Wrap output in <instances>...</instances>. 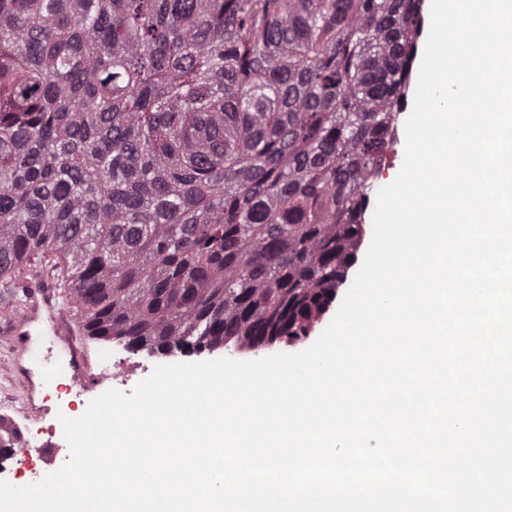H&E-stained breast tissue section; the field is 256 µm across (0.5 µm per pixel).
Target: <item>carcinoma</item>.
<instances>
[{
  "mask_svg": "<svg viewBox=\"0 0 512 512\" xmlns=\"http://www.w3.org/2000/svg\"><path fill=\"white\" fill-rule=\"evenodd\" d=\"M422 0H0V284L92 339L307 337L361 246Z\"/></svg>",
  "mask_w": 512,
  "mask_h": 512,
  "instance_id": "cac0c4a2",
  "label": "carcinoma"
}]
</instances>
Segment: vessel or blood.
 <instances>
[{"mask_svg": "<svg viewBox=\"0 0 512 512\" xmlns=\"http://www.w3.org/2000/svg\"><path fill=\"white\" fill-rule=\"evenodd\" d=\"M43 316L48 318L54 335L70 356L73 382L85 391L102 384L108 376L107 371L94 370L90 358L77 345L73 327L59 308L56 295L50 290L41 291L39 298L26 304L24 311L10 325L7 341L12 359L18 360L28 354L31 336L29 327Z\"/></svg>", "mask_w": 512, "mask_h": 512, "instance_id": "b4317fda", "label": "vessel or blood"}]
</instances>
